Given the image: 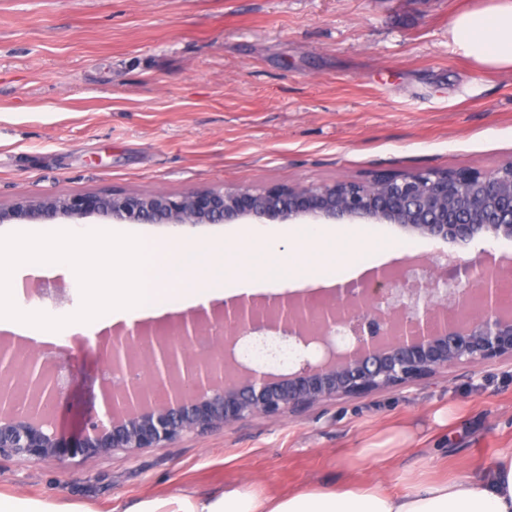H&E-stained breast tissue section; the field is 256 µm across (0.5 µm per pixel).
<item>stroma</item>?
Instances as JSON below:
<instances>
[{
    "label": "stroma",
    "mask_w": 512,
    "mask_h": 512,
    "mask_svg": "<svg viewBox=\"0 0 512 512\" xmlns=\"http://www.w3.org/2000/svg\"><path fill=\"white\" fill-rule=\"evenodd\" d=\"M481 0H0V206L104 191L320 184L512 162V70L455 50ZM405 252L468 261L483 243L376 227ZM99 389L74 381L56 425ZM512 452V359L280 417L116 451L86 466L0 457V493L123 512L233 485L358 481L409 493Z\"/></svg>",
    "instance_id": "35a3bbf8"
}]
</instances>
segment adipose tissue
Here are the masks:
<instances>
[{"label":"adipose tissue","mask_w":512,"mask_h":512,"mask_svg":"<svg viewBox=\"0 0 512 512\" xmlns=\"http://www.w3.org/2000/svg\"><path fill=\"white\" fill-rule=\"evenodd\" d=\"M448 35L454 47L486 71L512 69V0L458 13ZM34 242L0 247V330L21 336H65L92 325L126 326L165 314L185 315L213 301L265 294L278 297L301 284L336 285L381 265L385 257L375 237L361 230L321 229L314 241L287 226L275 232L248 230V248L210 242L206 272L185 269L190 254L204 245L193 237L121 234L112 228L45 224ZM100 254L93 267L81 264ZM287 266L285 278L272 268ZM45 266L70 272L91 295L76 315L57 319L15 303L21 270ZM124 512H512V454L499 455L485 471L444 481H425L413 492L392 495L373 484L343 489L307 488L285 495H260L229 487L208 495L174 494L142 498Z\"/></svg>","instance_id":"obj_1"}]
</instances>
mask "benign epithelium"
I'll return each instance as SVG.
<instances>
[{
    "label": "benign epithelium",
    "mask_w": 512,
    "mask_h": 512,
    "mask_svg": "<svg viewBox=\"0 0 512 512\" xmlns=\"http://www.w3.org/2000/svg\"><path fill=\"white\" fill-rule=\"evenodd\" d=\"M95 216L134 223L396 224L443 240L512 238V165L385 174L307 186L190 189L179 194L98 192L21 199L0 206V223ZM417 277L381 270L360 284L340 285L318 306L285 294L264 306L238 300L208 317L195 313L170 331L140 326L98 337L75 356L50 363L34 353L26 369L15 361L20 345L0 344V456L30 462L80 457L92 462L114 451L166 448L188 435L233 428L256 416L278 417L325 400L360 396L432 377L450 366H479L512 358V308L495 280L477 274L466 288L448 277L453 266L414 259ZM367 329L336 347V325L358 312ZM271 332L294 339L307 357L277 375L238 360L239 340ZM93 357L121 372L149 370L128 385L100 382L102 405L71 435L49 433L41 410L66 393L57 368Z\"/></svg>",
    "instance_id": "7a95c632"
}]
</instances>
